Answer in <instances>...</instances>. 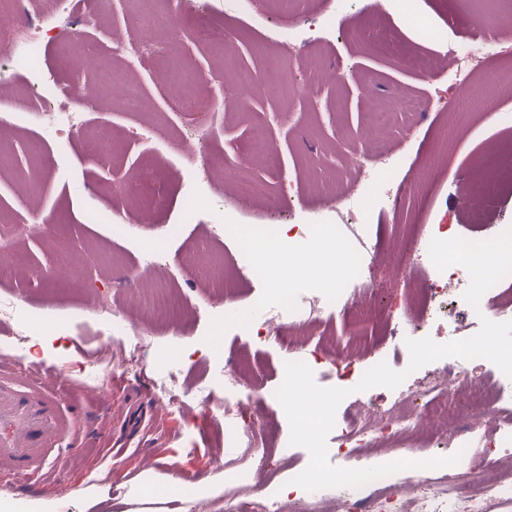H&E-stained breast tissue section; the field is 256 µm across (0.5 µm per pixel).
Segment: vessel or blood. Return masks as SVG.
Wrapping results in <instances>:
<instances>
[{
    "instance_id": "b4317fda",
    "label": "vessel or blood",
    "mask_w": 512,
    "mask_h": 512,
    "mask_svg": "<svg viewBox=\"0 0 512 512\" xmlns=\"http://www.w3.org/2000/svg\"><path fill=\"white\" fill-rule=\"evenodd\" d=\"M85 439L52 379L0 359V477L38 480L47 465L80 453Z\"/></svg>"
}]
</instances>
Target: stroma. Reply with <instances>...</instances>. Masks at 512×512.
Listing matches in <instances>:
<instances>
[{
	"label": "stroma",
	"mask_w": 512,
	"mask_h": 512,
	"mask_svg": "<svg viewBox=\"0 0 512 512\" xmlns=\"http://www.w3.org/2000/svg\"><path fill=\"white\" fill-rule=\"evenodd\" d=\"M335 3L328 41L315 34L324 0L261 4L269 25L292 34L300 49L285 60L286 76L270 93L238 88L236 76L262 69L277 46L225 14L224 0H190L175 29L168 21L174 0H125L120 11L105 9L85 26L54 0H0L1 25L16 39L42 41L30 66L0 48V109L29 95L47 107L67 100L87 115L82 127L61 134L46 130L36 112L0 125V237L17 243V273L0 279V297L17 309L15 319L0 321V351L36 373H63L78 422L99 430L36 495L63 497L102 478L112 485V512H125L131 485L173 473L185 485L209 487L191 512H237L241 500L278 498L310 461L306 449L290 445L275 397L285 362H305L320 386L349 389L341 409L377 411L391 391H357L367 369L384 361L407 370V339L445 343L479 330L478 315L458 290L449 291L427 325L408 323L405 291L395 285L401 259L394 245L406 225L432 233L442 224L452 235L485 239L512 226V185L486 207L480 227L466 205L488 160L512 167V123L502 118L512 113V55L469 82L448 76L457 56L474 50L471 32L483 28L512 43V13L500 0H392L380 15L370 14L367 0ZM198 23L230 31L232 49L196 41ZM114 31L173 42L174 55L126 70L109 39ZM417 56L434 59L433 68L412 65ZM108 71L140 84V110H127L119 91L97 99ZM198 74L207 76L206 85L194 84ZM474 85L487 91V104L458 117L457 102ZM182 93L196 95L199 105L176 122L166 102ZM398 99L419 108L395 112L379 144L404 153L402 167L365 185L351 160L371 148V112ZM231 163L264 183L267 196L240 206L224 179ZM142 169L152 177L141 195L119 194V185ZM117 208L128 226L122 236L112 233ZM45 223L48 233L18 234L20 225ZM256 229L273 254L289 239L300 264H270L263 277L240 268L239 254ZM328 239L345 255L366 249L371 279L382 287L375 306L389 314L395 338L381 339L374 321L366 335H356L355 291L340 284L344 267L307 263ZM64 253L74 271L42 278ZM144 266L155 285L183 297L177 322L154 319L141 306L142 286L132 274ZM328 278L338 282L330 300L318 288ZM109 309L136 325L137 335L105 331ZM32 314L49 330L16 336L18 320ZM260 324L270 327V337L252 336ZM278 331L295 337L293 349L278 343ZM336 351L355 354L354 373L340 375L327 363ZM238 357L252 370L230 390L224 376ZM106 363L128 369L102 388L87 373ZM160 380L176 385L178 404L155 394ZM235 391L265 399L271 435L264 445L279 462L274 475L262 473L256 449L228 445L224 401Z\"/></svg>",
	"instance_id": "stroma-1"
}]
</instances>
